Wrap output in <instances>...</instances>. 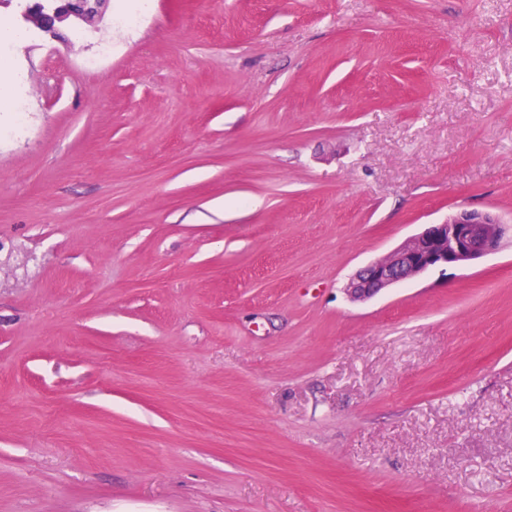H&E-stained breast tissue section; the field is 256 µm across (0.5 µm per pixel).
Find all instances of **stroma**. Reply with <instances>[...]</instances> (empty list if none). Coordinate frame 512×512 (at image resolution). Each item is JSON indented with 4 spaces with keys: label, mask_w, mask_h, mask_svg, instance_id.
<instances>
[{
    "label": "stroma",
    "mask_w": 512,
    "mask_h": 512,
    "mask_svg": "<svg viewBox=\"0 0 512 512\" xmlns=\"http://www.w3.org/2000/svg\"><path fill=\"white\" fill-rule=\"evenodd\" d=\"M7 61L0 512H512V245L344 291L512 218V0H108ZM382 259L363 266L345 291L352 301H365L433 268H465L512 243V219L492 211L460 208L439 224H427Z\"/></svg>",
    "instance_id": "35a3bbf8"
}]
</instances>
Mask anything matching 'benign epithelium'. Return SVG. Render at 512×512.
<instances>
[{
  "instance_id": "benign-epithelium-1",
  "label": "benign epithelium",
  "mask_w": 512,
  "mask_h": 512,
  "mask_svg": "<svg viewBox=\"0 0 512 512\" xmlns=\"http://www.w3.org/2000/svg\"><path fill=\"white\" fill-rule=\"evenodd\" d=\"M105 0H55L47 6L39 0L22 12L25 22L62 37L63 28L96 26L103 20ZM512 241V219L492 211L460 208L439 224H428L387 256L360 268L345 291L353 301L368 300L395 285L441 267L465 268Z\"/></svg>"
}]
</instances>
